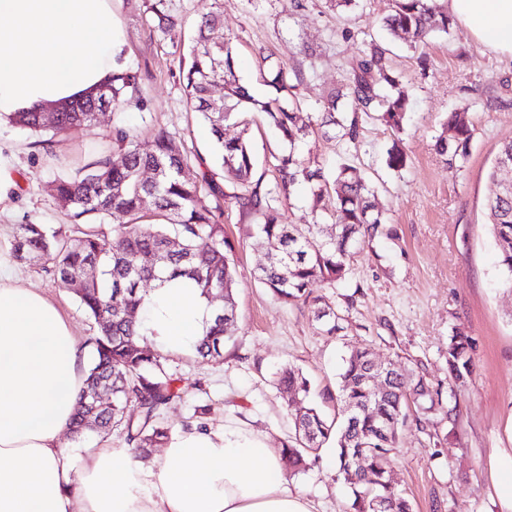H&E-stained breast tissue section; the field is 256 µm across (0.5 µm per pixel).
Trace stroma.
Wrapping results in <instances>:
<instances>
[{
  "instance_id": "stroma-1",
  "label": "stroma",
  "mask_w": 512,
  "mask_h": 512,
  "mask_svg": "<svg viewBox=\"0 0 512 512\" xmlns=\"http://www.w3.org/2000/svg\"><path fill=\"white\" fill-rule=\"evenodd\" d=\"M151 2L122 0L118 8L127 67L142 77L140 102L117 115H100L95 126L70 129L50 159L33 148L32 135L0 126L1 144L28 146L15 160L22 188L0 216V256L11 258L17 225L64 223L48 184L68 159L111 150L113 123L142 140L165 129L188 155L216 168L208 126L187 107L179 77L180 57L203 0H163L164 10L182 21L169 33L152 20ZM220 3L224 31L234 37L236 73L256 99L273 96L270 73L280 67L296 84L303 110L319 112L324 98L341 90L349 61L377 41L390 51L411 110L399 135L371 113L363 116L356 143L314 135L298 147L325 166L345 160L357 167L387 220L388 235L356 248L345 283L314 289L343 315L337 335L323 334L307 307L284 304L260 287L255 274L266 258L245 235L253 219L232 203L222 205L224 230L235 245L237 329L224 346L223 361L202 362L191 350L167 354L166 370L181 378L185 396L166 410L165 422L178 429L194 421L196 407L204 405L207 424L256 430L279 447L290 423L287 398L274 385L277 369L291 364L302 370L314 401L327 411L325 397L338 390L344 356L364 347L380 362L402 358L442 394L428 432L406 428L397 451L393 477L415 512H498L493 457L512 448V292L498 279L484 203L498 148L512 139V60L488 51L454 22L448 32L430 38V67L422 69L405 43L385 39L381 20L392 0H359L343 15L328 9L326 0H302L298 8L292 0ZM455 109L465 111L474 137L463 168L452 174L433 144ZM397 136L410 156L399 173L384 163ZM13 266L25 287L58 306L80 343L96 335L94 321L73 295L54 285L41 267L19 260ZM456 331L474 339L476 369L465 386L452 388L447 349ZM332 460V450L322 449L309 470L291 477L315 512H344L351 500Z\"/></svg>"
}]
</instances>
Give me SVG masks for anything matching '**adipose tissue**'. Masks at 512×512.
Returning <instances> with one entry per match:
<instances>
[{"mask_svg": "<svg viewBox=\"0 0 512 512\" xmlns=\"http://www.w3.org/2000/svg\"><path fill=\"white\" fill-rule=\"evenodd\" d=\"M118 0H0V125L62 107L124 71ZM486 49L512 59V0H448ZM210 309L176 280L149 293L141 331L165 352L202 335ZM87 349L44 295L0 258V512H312L264 434L191 425L144 463L126 449L87 448L67 434Z\"/></svg>", "mask_w": 512, "mask_h": 512, "instance_id": "1", "label": "adipose tissue"}]
</instances>
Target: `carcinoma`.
Wrapping results in <instances>:
<instances>
[{
	"label": "carcinoma",
	"instance_id": "1",
	"mask_svg": "<svg viewBox=\"0 0 512 512\" xmlns=\"http://www.w3.org/2000/svg\"><path fill=\"white\" fill-rule=\"evenodd\" d=\"M449 25L447 0H393L390 13L382 18V29L414 50L425 46L433 34L448 32ZM223 28L219 0H211L203 7L182 70L187 103L208 124L222 172L202 166L190 172V157L163 129L141 141L131 129L115 123L116 149L109 156L75 162L50 184L68 223L17 227L14 256L41 265L58 287L78 299L98 328L84 392L100 391L105 400L78 402L70 428L73 441L87 431L116 427L131 451L146 458L150 449L165 447L170 437L163 413L183 400L184 391L178 386L180 379L165 370L163 355L141 345L139 312L147 294L143 285L185 277L208 299L222 294L224 307L213 310L211 325L195 351L205 361L224 358L225 340L236 330L235 247L224 233L223 210L200 205L201 194L228 198L242 212L259 218L248 233L253 246L266 255L257 281L284 304L312 302L314 318L328 335L342 329V316L311 299L310 288L345 279L352 248L372 242L385 223L372 202V186L351 165L342 162L326 168L295 148L332 128L338 129L339 139L354 142L361 114L368 112L380 113L394 131L403 129L408 100L401 76L390 64L389 49L373 42L359 54L350 64L346 93L328 96L324 111L315 117L302 110L295 86L280 69L271 79L275 97L259 101L249 94L235 73L232 40L224 37ZM140 80L129 71L113 75L106 86L111 111L127 104V90ZM216 83L224 86L221 111L211 104ZM342 97L350 100L352 109L338 115L336 104ZM71 106L72 111L58 113L50 126L36 111L17 112L9 121L40 137L36 145L49 146L72 125L90 126L95 121L88 99ZM256 108L288 142V153L272 156L274 181L265 187L263 177H255L257 161L246 119ZM227 123L242 126L241 134L224 139ZM472 138L465 113L450 112L435 151L449 169L457 170L469 154ZM505 161L512 164V140L498 150L489 173L493 189L486 200L499 280L512 288V192L498 179ZM386 165L396 172L407 165V153L397 140L386 150ZM299 186L306 189V202L316 215L313 224H285L274 206L290 200ZM114 216L122 222L108 233L104 225ZM326 219L331 224H322ZM91 264L96 274L87 278L85 269ZM473 368L472 339L458 333L450 336L448 380L464 385ZM376 375L382 378L379 390L369 382ZM275 384L288 397L294 426V435L282 442L291 469L305 470L318 450L331 445L337 477L352 491L353 512H413L408 496L393 485L391 472L402 428L411 423L423 428L422 416L442 404L440 391L424 376L408 372L398 359L382 364L368 349L354 348L345 359L337 416L331 419L307 403L310 382L295 367L283 366ZM379 502L385 509H375Z\"/></svg>",
	"mask_w": 512,
	"mask_h": 512
}]
</instances>
